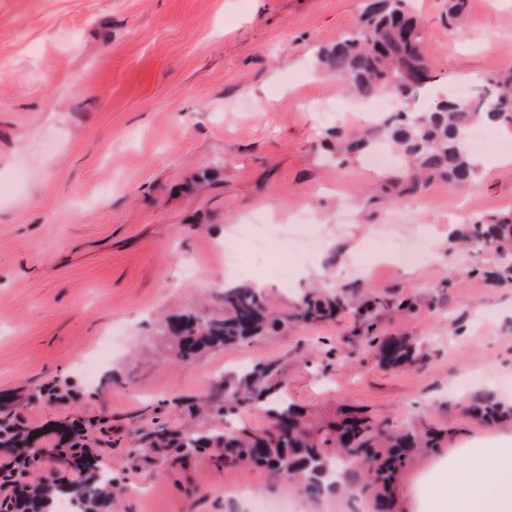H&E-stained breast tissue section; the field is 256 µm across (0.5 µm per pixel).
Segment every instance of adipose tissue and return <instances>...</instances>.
I'll return each instance as SVG.
<instances>
[{"instance_id": "obj_1", "label": "adipose tissue", "mask_w": 512, "mask_h": 512, "mask_svg": "<svg viewBox=\"0 0 512 512\" xmlns=\"http://www.w3.org/2000/svg\"><path fill=\"white\" fill-rule=\"evenodd\" d=\"M431 512H512V440L468 448L435 480Z\"/></svg>"}]
</instances>
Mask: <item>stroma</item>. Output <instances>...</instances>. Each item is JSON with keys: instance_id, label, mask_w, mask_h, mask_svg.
Returning <instances> with one entry per match:
<instances>
[{"instance_id": "35a3bbf8", "label": "stroma", "mask_w": 512, "mask_h": 512, "mask_svg": "<svg viewBox=\"0 0 512 512\" xmlns=\"http://www.w3.org/2000/svg\"><path fill=\"white\" fill-rule=\"evenodd\" d=\"M367 0H0V414L32 432L30 480L79 479L53 449L80 424L115 478L112 512H230L231 492L273 496L283 479L144 450L153 420L211 427L199 397L212 379L275 362L287 395L313 419L340 410L393 428L444 431L399 477L395 512H422L433 472L456 449L512 435V421L468 411L490 393L512 403V282L492 278L494 251L459 246L478 218L512 217V153L479 151L480 179L398 195L407 162H336L338 136L372 127L318 64L319 48L355 26ZM409 0L433 62L411 112L455 98L457 84L512 69V0ZM307 207L323 242L318 280L268 281L280 314L313 284H354L380 300V334L421 361L381 368L353 309L289 323L201 351L189 363L166 318L224 313V250L256 210ZM352 210L350 223L336 221ZM195 275H181L184 265ZM411 309H401V302ZM119 350L97 383L80 363L112 326Z\"/></svg>"}]
</instances>
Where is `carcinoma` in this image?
Instances as JSON below:
<instances>
[{
    "label": "carcinoma",
    "mask_w": 512,
    "mask_h": 512,
    "mask_svg": "<svg viewBox=\"0 0 512 512\" xmlns=\"http://www.w3.org/2000/svg\"><path fill=\"white\" fill-rule=\"evenodd\" d=\"M324 70L363 100L382 92L407 97L432 80L422 36L407 0H373L361 14L352 35H343L319 53ZM512 126V71L479 81L474 97L438 100L426 112H394L379 120L371 132L336 145L345 161L363 153L372 137L383 136L409 157L416 171L401 180L398 191L411 192L440 179L449 184L477 179L479 166L472 159L466 133L479 119ZM466 242L477 249H492L499 271L512 278V223L507 219L476 220L469 225ZM379 301L366 299L357 309L358 330L368 335L379 363L398 369L418 361L410 342L393 336H376L373 314ZM349 307L348 290L305 296L295 310L282 317L275 313L264 291L235 287L224 290V318L188 315L169 320L164 332L176 345V355L191 361L206 347L230 346L260 335L288 320L314 322L330 319ZM286 381L271 362L258 363L235 382L224 383V403L210 407L214 418L235 416L246 406L269 405L272 425L264 429L240 427L235 431L214 427L197 432H173L158 424L150 432L153 449H166L175 457L210 455L218 467H258L290 482L311 498L342 493L358 487L373 512H392L396 483L403 470L424 448H436L442 433L425 428L418 433L389 430L361 414L340 413L323 425L308 423L305 415L288 403ZM471 412L487 423L512 419V406L493 396L480 398ZM82 429L63 433L60 458L82 473L77 482L16 486L14 475L0 472V512H58L57 499L66 496L82 512H112V477L87 448L80 446Z\"/></svg>",
    "instance_id": "1"
}]
</instances>
